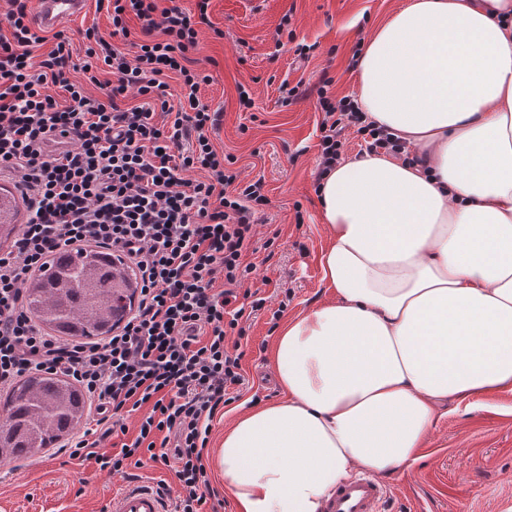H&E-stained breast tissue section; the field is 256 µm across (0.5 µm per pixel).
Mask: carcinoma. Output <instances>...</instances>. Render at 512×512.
I'll list each match as a JSON object with an SVG mask.
<instances>
[{"mask_svg": "<svg viewBox=\"0 0 512 512\" xmlns=\"http://www.w3.org/2000/svg\"><path fill=\"white\" fill-rule=\"evenodd\" d=\"M12 205L0 195V246L18 236L9 223ZM137 282L127 265L117 266L112 251L68 247L51 255L29 278L26 310L62 338L93 340L109 336L132 310ZM86 393L70 378L32 372L3 399L0 458L32 456L58 443L82 423Z\"/></svg>", "mask_w": 512, "mask_h": 512, "instance_id": "carcinoma-1", "label": "carcinoma"}]
</instances>
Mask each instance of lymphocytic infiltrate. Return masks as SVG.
Listing matches in <instances>:
<instances>
[{
    "label": "lymphocytic infiltrate",
    "instance_id": "1",
    "mask_svg": "<svg viewBox=\"0 0 512 512\" xmlns=\"http://www.w3.org/2000/svg\"><path fill=\"white\" fill-rule=\"evenodd\" d=\"M31 0H9L8 35L0 34V175L15 180L29 210L13 251L0 256V385L38 370L64 373L95 404L91 428L71 443L75 457L93 455L94 439L124 428L141 412L139 433L119 453L96 456L101 468L124 473L133 457L173 463L179 481L171 512H204L212 492L202 463L210 426L242 385L240 355L225 343L246 310L236 291L253 271L242 256L264 220L269 200L262 179L243 181L225 165L211 134L220 113L197 92L209 75L187 67L197 24L208 21V0L197 13L157 0H107L112 33L85 32L81 80L64 70L71 52L63 33L40 52L30 26ZM137 19L139 30L129 21ZM108 66L112 80L100 78ZM187 92L169 103L168 75ZM66 93L58 100L56 90ZM142 102L127 104L128 94ZM325 114L319 175L341 157L345 133L356 128L372 150L397 154L398 139L364 122L350 97L332 101L317 86ZM170 115L160 128L155 113ZM205 171L198 180L194 171ZM125 255L140 299L124 325L92 343L48 336L23 306L25 276L53 252L86 243ZM224 290H215L216 280Z\"/></svg>",
    "mask_w": 512,
    "mask_h": 512
}]
</instances>
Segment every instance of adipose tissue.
<instances>
[{"label": "adipose tissue", "mask_w": 512, "mask_h": 512, "mask_svg": "<svg viewBox=\"0 0 512 512\" xmlns=\"http://www.w3.org/2000/svg\"><path fill=\"white\" fill-rule=\"evenodd\" d=\"M356 70L361 111L418 160L322 181L334 298L281 326L284 399L215 451L239 512H318L352 468L415 462L442 406L512 390V0H409Z\"/></svg>", "instance_id": "ef3b65f1"}]
</instances>
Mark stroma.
<instances>
[{
  "mask_svg": "<svg viewBox=\"0 0 512 512\" xmlns=\"http://www.w3.org/2000/svg\"><path fill=\"white\" fill-rule=\"evenodd\" d=\"M406 0H209V25L198 28V44L188 57L192 68L209 74L198 96L222 115L212 135L218 151L233 156L242 178L263 179L269 199L266 221L256 228L257 250L244 256L256 270L245 289L265 297L261 311L243 318L239 343L245 383L239 397L212 422L209 448L244 408L283 397L268 360L277 336L272 313L281 293L293 299L285 318L308 312L328 300L319 264L328 232L315 191L320 126L324 114L314 90L320 78L332 81V96L354 94L356 72L348 62L358 43ZM109 34L107 11L89 9L66 25L72 61L85 58L86 29ZM308 44V60L295 53ZM304 82L306 98L284 102L282 81ZM253 105L242 109L239 87ZM177 487L171 467L144 462L126 476L100 468L95 459H69L47 449L19 460H0V512H102L125 477ZM390 497L384 512H512V392L495 391L441 408L435 428L424 439L417 461L388 476Z\"/></svg>",
  "mask_w": 512,
  "mask_h": 512,
  "instance_id": "obj_1",
  "label": "stroma"
}]
</instances>
